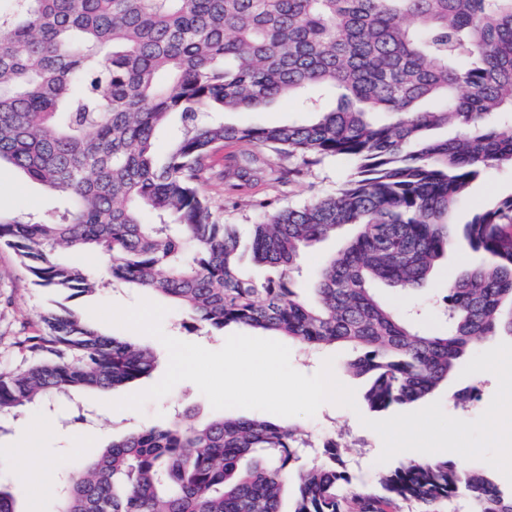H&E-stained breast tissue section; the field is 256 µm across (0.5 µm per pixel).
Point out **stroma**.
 <instances>
[{
	"mask_svg": "<svg viewBox=\"0 0 512 512\" xmlns=\"http://www.w3.org/2000/svg\"><path fill=\"white\" fill-rule=\"evenodd\" d=\"M300 114L291 99H279L260 109L226 114L227 122L237 125L285 124L299 120ZM247 148L239 143L225 144L214 159L216 169L224 173L223 180L212 181L205 188L216 213L223 215L225 223L238 225L241 232H248L249 226L260 216L257 202L274 201L277 206H299L316 195L335 191L346 183L351 174V164L345 159H329L320 166L305 172L292 180L288 186H281L270 176L261 175L250 181L239 180L233 173L235 163L241 161ZM512 194V167L504 166L487 170L484 176L474 182L465 200L459 205L457 222H465L470 212L482 206L495 204L500 198ZM57 201L54 196L31 181L17 176L10 169L0 170V211L14 213L20 210H36L42 213L52 211ZM478 260L477 255L463 252L449 255L435 271L428 285L415 292H407L378 284L375 292L385 304L415 310L416 323L420 329L434 332L444 325L438 295L446 287L449 277L463 272ZM166 307L162 321L163 331L176 339L198 344L216 351L225 344L227 336L233 335V328L222 333H205L191 330L181 311L170 300L158 294H146L144 290L127 285L107 284L91 296H78L72 299V307L80 312L103 304L129 307L141 299ZM53 296L46 290L34 287L27 272L20 266L14 253L0 248V373L8 374L19 368L24 351L20 345L24 337L38 333L42 328L39 315L49 307ZM103 331L131 340L141 347L152 349L159 358L153 373L136 386V391H144L164 376L168 363V352L156 338L136 331L102 323ZM290 361L295 370L305 375L317 373L326 357H333L337 367L336 375L343 384L354 388L356 394H363L366 381L347 375L343 365L351 358V351L343 346L330 353L306 355L297 344H290ZM476 387L477 401L467 406H454L452 396L458 390ZM498 382L494 375L476 373L466 377L456 376L448 384L437 390L433 398L440 401L444 412L452 417L473 421L489 406L497 391ZM111 395L81 394L76 398L86 420L70 424L67 403H59L54 413L36 410L25 412L17 421L9 424L7 431L0 433V447H16L22 456L38 468L24 481L16 480V463L12 457L0 458V476L12 479L16 496L23 506L38 504L41 512H53L61 485L67 480L73 468L97 455L99 446L107 445L124 434L150 426H160L172 419L175 413H182L186 423L201 424L217 417L208 399L190 381L177 383L165 396L146 401L141 410L124 411L112 408ZM375 412L367 407L359 411L340 407L331 403L323 404L314 417L293 416L290 424L299 426L313 439L325 441L336 439L342 460L358 464L356 476L359 484L374 485L382 466L377 458L382 450V440L373 430L364 426V419H375ZM96 432L98 447L82 448L78 438L85 432ZM49 464L52 468L50 480H43L39 467Z\"/></svg>",
	"mask_w": 512,
	"mask_h": 512,
	"instance_id": "stroma-1",
	"label": "stroma"
}]
</instances>
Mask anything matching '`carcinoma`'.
I'll return each instance as SVG.
<instances>
[{
    "instance_id": "1",
    "label": "carcinoma",
    "mask_w": 512,
    "mask_h": 512,
    "mask_svg": "<svg viewBox=\"0 0 512 512\" xmlns=\"http://www.w3.org/2000/svg\"><path fill=\"white\" fill-rule=\"evenodd\" d=\"M284 97L315 120L224 122ZM227 142L296 161L288 180L332 158L353 170L332 193L264 211L245 241L202 191ZM3 165L60 201L0 214V247L62 300L0 376V419L151 375L153 351L65 304L103 278L164 295L209 332L261 330L307 353L347 345L373 412L426 398L477 342L512 336V195L452 222L486 170L512 166V0H0ZM346 229L298 293L305 250ZM463 248L482 261L443 289L446 331L420 333L374 294L424 287ZM60 249L108 263L98 275ZM309 448L288 424L177 417L76 468L56 512H433L462 494L471 512H512V491L446 456L403 458L371 492L335 441L302 466ZM0 512H22L1 478Z\"/></svg>"
}]
</instances>
